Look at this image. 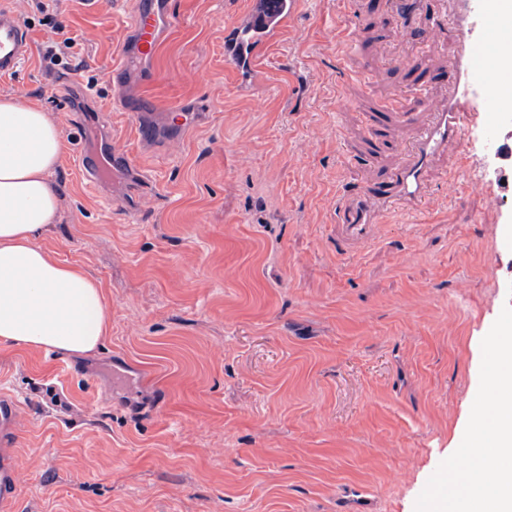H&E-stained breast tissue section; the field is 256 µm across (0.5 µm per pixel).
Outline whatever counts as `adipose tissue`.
Here are the masks:
<instances>
[{
    "label": "adipose tissue",
    "instance_id": "adipose-tissue-1",
    "mask_svg": "<svg viewBox=\"0 0 512 512\" xmlns=\"http://www.w3.org/2000/svg\"><path fill=\"white\" fill-rule=\"evenodd\" d=\"M64 150L49 113L0 99V342L85 354L108 333L102 285L38 242L57 218Z\"/></svg>",
    "mask_w": 512,
    "mask_h": 512
}]
</instances>
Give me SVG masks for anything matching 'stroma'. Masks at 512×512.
I'll list each match as a JSON object with an SVG mask.
<instances>
[{
	"label": "stroma",
	"instance_id": "35a3bbf8",
	"mask_svg": "<svg viewBox=\"0 0 512 512\" xmlns=\"http://www.w3.org/2000/svg\"><path fill=\"white\" fill-rule=\"evenodd\" d=\"M13 4L32 53L0 95L50 112L66 143L59 219L39 242L99 281L111 314L68 371L55 351L0 343V393L21 412L18 512H415L463 439L481 342L508 301L490 259L512 196L492 193L477 121L466 171L425 212L337 254L330 206L361 176L347 115L413 96L397 64L412 25L386 0L359 14L302 0L251 99L224 62V25L249 0H172L157 58L124 73L132 118L110 72L135 0ZM59 27L75 39L65 67L44 57ZM77 83L90 110L70 104ZM177 103L201 120L175 125ZM97 122L137 165L105 173L104 192L74 158L99 153Z\"/></svg>",
	"mask_w": 512,
	"mask_h": 512
}]
</instances>
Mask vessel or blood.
<instances>
[{
    "instance_id": "vessel-or-blood-1",
    "label": "vessel or blood",
    "mask_w": 512,
    "mask_h": 512,
    "mask_svg": "<svg viewBox=\"0 0 512 512\" xmlns=\"http://www.w3.org/2000/svg\"><path fill=\"white\" fill-rule=\"evenodd\" d=\"M436 19L423 22L425 53H407L401 63L419 73L418 111L393 103L373 113L365 129L363 155L371 163L365 178L337 195L328 230L336 249L355 255L378 241L385 218L393 212L418 213L432 200L439 175L459 172L466 128L483 119L498 152L500 195L512 194V110L505 91L512 82L500 66L487 62L485 22L501 15L512 0H439ZM300 0H251L249 9L224 26V61L247 93L260 81L259 59L277 42L298 13ZM173 22L170 0H140L127 21L130 59L152 57L164 30ZM451 43L448 66L453 82L431 92L437 67L428 51ZM30 52L24 21L0 0V76L17 72ZM20 415L16 403L0 399V512H10L20 485L12 450L18 443Z\"/></svg>"
}]
</instances>
